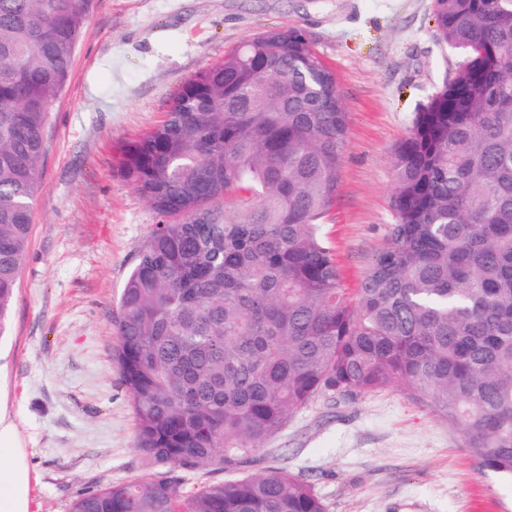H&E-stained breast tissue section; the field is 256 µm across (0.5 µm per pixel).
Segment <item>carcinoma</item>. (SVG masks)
Segmentation results:
<instances>
[{
  "mask_svg": "<svg viewBox=\"0 0 512 512\" xmlns=\"http://www.w3.org/2000/svg\"><path fill=\"white\" fill-rule=\"evenodd\" d=\"M89 4L0 0V334ZM433 21L462 60L394 149L388 243L352 293L320 232L347 112L302 31L243 43L119 148V170L161 217L115 318L152 465L235 471L319 397L398 385L459 429L482 469L512 476V0H433ZM75 512L329 508L270 466L190 489L149 474L84 494Z\"/></svg>",
  "mask_w": 512,
  "mask_h": 512,
  "instance_id": "cac0c4a2",
  "label": "carcinoma"
}]
</instances>
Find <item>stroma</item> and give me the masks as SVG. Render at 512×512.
Wrapping results in <instances>:
<instances>
[{"mask_svg": "<svg viewBox=\"0 0 512 512\" xmlns=\"http://www.w3.org/2000/svg\"><path fill=\"white\" fill-rule=\"evenodd\" d=\"M432 0H92L52 107L29 248L0 336V408L28 470V512H74L146 471L112 357L121 288L160 220L116 151L158 124L182 86L249 38L298 28L334 71L348 116L336 202L322 229L346 288L387 243L393 152L452 78ZM283 456L330 512H512V479L480 468L460 432L393 386L323 396L243 467Z\"/></svg>", "mask_w": 512, "mask_h": 512, "instance_id": "obj_1", "label": "stroma"}]
</instances>
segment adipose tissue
I'll return each mask as SVG.
<instances>
[{
	"instance_id": "obj_1",
	"label": "adipose tissue",
	"mask_w": 512,
	"mask_h": 512,
	"mask_svg": "<svg viewBox=\"0 0 512 512\" xmlns=\"http://www.w3.org/2000/svg\"><path fill=\"white\" fill-rule=\"evenodd\" d=\"M13 438L12 425L0 412V512H28L27 470Z\"/></svg>"
}]
</instances>
